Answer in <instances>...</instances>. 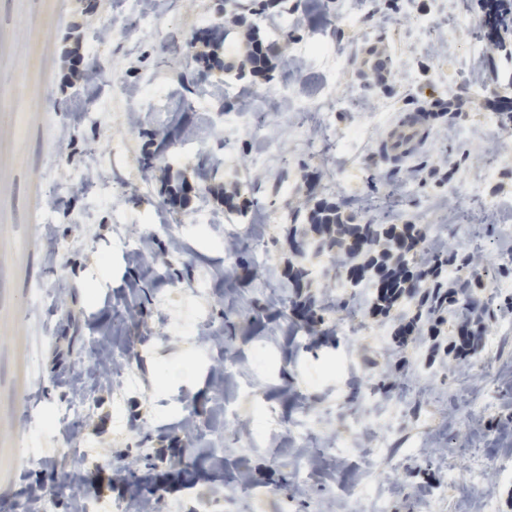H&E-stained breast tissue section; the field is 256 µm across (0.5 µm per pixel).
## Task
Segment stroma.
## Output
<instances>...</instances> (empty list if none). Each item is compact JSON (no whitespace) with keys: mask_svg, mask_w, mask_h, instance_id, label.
Here are the masks:
<instances>
[{"mask_svg":"<svg viewBox=\"0 0 512 512\" xmlns=\"http://www.w3.org/2000/svg\"><path fill=\"white\" fill-rule=\"evenodd\" d=\"M218 16L224 54L242 64L259 27L280 54L327 43L332 55L301 58L255 81L202 78L186 91L191 52H204L196 18ZM478 0H167L155 33L141 0H0V503L22 512L38 490L43 512H71L70 485L82 496L128 498L124 470L172 449L208 479L170 490L158 504L196 512L220 496L218 512H512V335H497L499 310L512 304V174L482 197L448 194L478 180L484 166L512 153L502 134L512 113V53L490 52L480 36ZM391 59L377 84L368 48ZM111 70L116 84L92 80L85 63ZM486 62L485 82L472 79ZM161 74L166 93L138 88ZM335 98H327V87ZM249 90L256 112L240 110ZM192 98L190 131L144 170L148 132L168 126ZM112 101L89 113L87 99ZM332 108L336 135L318 111ZM431 113L427 139L409 163L381 152L386 125L404 110ZM464 123L466 138L455 134ZM362 128L341 145L339 133ZM119 164L98 167L112 150ZM415 191L401 192L408 168ZM65 200L45 206V178ZM186 179L189 201L169 203L167 187ZM239 187L241 211L227 210L219 187ZM343 216L417 224L481 257L460 271L482 311L472 358L455 364L457 336L445 315L437 338L401 345L395 315L358 307L352 285L338 287L328 253L305 257L302 288L285 274L295 259L291 217L319 200ZM220 212L202 224L201 212ZM288 213V220L275 216ZM122 224H115V216ZM469 221L470 233L455 229ZM175 224L174 235L151 224ZM239 224L233 250L224 227ZM149 240L166 258L156 271L132 263L123 242ZM269 261L257 266L253 255ZM205 278L202 301L187 296ZM322 307L314 327L294 320L296 293ZM110 338L112 379L95 383L93 409L75 422L47 423L70 403ZM136 384H123L127 369ZM72 455L61 456L63 447ZM481 464L484 478L469 472ZM309 469L305 483L297 474ZM382 498L374 500L370 488Z\"/></svg>","mask_w":512,"mask_h":512,"instance_id":"obj_1","label":"stroma"}]
</instances>
